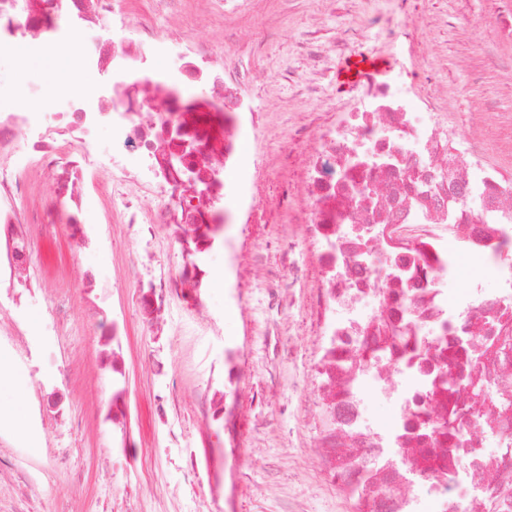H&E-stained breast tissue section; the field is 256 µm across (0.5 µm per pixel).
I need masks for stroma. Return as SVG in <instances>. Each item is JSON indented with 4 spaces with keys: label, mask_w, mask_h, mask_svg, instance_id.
Segmentation results:
<instances>
[{
    "label": "stroma",
    "mask_w": 512,
    "mask_h": 512,
    "mask_svg": "<svg viewBox=\"0 0 512 512\" xmlns=\"http://www.w3.org/2000/svg\"><path fill=\"white\" fill-rule=\"evenodd\" d=\"M151 0H132L129 33L142 21L157 30L177 31L213 44L230 43L249 57L254 79L245 89L270 123L266 135L242 141L246 178H258V205L248 223L229 224L223 237L232 257L252 275L248 285L228 288L222 273L228 256L216 247L201 309L181 298L169 305L163 328L144 321L136 307L140 288L160 274H174L184 259L176 228L149 232L141 224H121L96 211L83 225L88 238L77 246L65 220L31 224L30 287L46 289L32 302L17 332H0L24 377L35 431L26 441L0 430V448L15 451L18 465L49 466L58 449L68 451V479L45 478L29 492L31 512H88L94 502L108 512H350L346 501L319 476L306 449L318 437L314 407L317 358L315 326L304 310L288 309V291L269 287L288 278V245L302 243L297 223L300 203L285 198L295 190L314 144L300 125H317L349 102L336 86L338 57L314 69L301 43L329 46L342 33L361 31L352 53L404 66L409 81L442 97L448 119L465 135L479 137L488 161L512 170V42L497 36L496 0H412L405 18L410 37L391 43L365 32L369 16L394 14V0H248L227 17L210 0H179L175 9L154 11ZM79 44L70 34L63 56H27L22 67L0 62V98L20 100L27 84L40 82L70 93L71 54ZM105 289V312L123 317L127 428L141 448L135 465L110 460L112 427L106 421L111 382L101 365L99 338L83 308L87 284ZM70 309L62 333L33 338L59 300ZM302 326L292 336L289 324ZM234 350L240 374L226 407L237 422L229 433L214 419L209 400L224 387V352ZM64 377L66 415L54 420L41 409L40 382ZM195 449L210 476L200 502L176 493L188 483L186 449Z\"/></svg>",
    "instance_id": "obj_1"
}]
</instances>
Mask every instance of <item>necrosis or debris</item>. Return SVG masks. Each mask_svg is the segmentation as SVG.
Listing matches in <instances>:
<instances>
[{"label": "necrosis or debris", "instance_id": "necrosis-or-debris-1", "mask_svg": "<svg viewBox=\"0 0 512 512\" xmlns=\"http://www.w3.org/2000/svg\"><path fill=\"white\" fill-rule=\"evenodd\" d=\"M60 1L81 36L75 70L106 80L49 112L36 109L50 94L39 83L22 105H0V154L14 158L0 171V284L27 265L26 225L50 216L17 204L37 164L55 170L75 238L92 198L124 224L193 228L179 240L192 263L137 299L158 324L172 289L194 301L210 230L243 209L240 136L266 119L210 45L180 37L177 65L158 67L170 39L147 23L131 38L127 0H0V60L60 54L63 40L51 37ZM197 86L208 98L193 96ZM105 128L112 164L100 169L88 154ZM299 191L319 269L310 302L325 335L314 364L323 482L354 512H512V175L464 145L440 98L390 69L363 80L320 129ZM462 254L483 275L465 274ZM457 281L463 291L449 292ZM95 322L112 350L111 455L129 461L139 450L126 431L128 329L102 312ZM372 392L390 420L371 416Z\"/></svg>", "mask_w": 512, "mask_h": 512}]
</instances>
